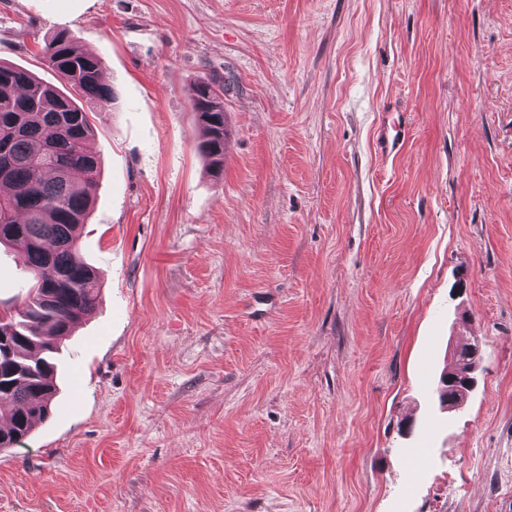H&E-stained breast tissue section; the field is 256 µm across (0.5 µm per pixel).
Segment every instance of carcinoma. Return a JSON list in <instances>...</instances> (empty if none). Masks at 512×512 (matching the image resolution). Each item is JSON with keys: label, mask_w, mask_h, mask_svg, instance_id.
Returning a JSON list of instances; mask_svg holds the SVG:
<instances>
[{"label": "carcinoma", "mask_w": 512, "mask_h": 512, "mask_svg": "<svg viewBox=\"0 0 512 512\" xmlns=\"http://www.w3.org/2000/svg\"><path fill=\"white\" fill-rule=\"evenodd\" d=\"M41 53L71 93L0 61V244L17 251L33 278L21 306L0 317V448H16L47 419L56 395L54 354L98 297L96 270L80 255L78 230L94 202L100 160L84 105L111 111L101 60L58 32ZM201 132L197 148L224 167V94L190 88Z\"/></svg>", "instance_id": "cac0c4a2"}]
</instances>
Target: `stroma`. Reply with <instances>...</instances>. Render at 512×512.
I'll return each mask as SVG.
<instances>
[{"label": "stroma", "mask_w": 512, "mask_h": 512, "mask_svg": "<svg viewBox=\"0 0 512 512\" xmlns=\"http://www.w3.org/2000/svg\"><path fill=\"white\" fill-rule=\"evenodd\" d=\"M59 31L114 93L99 294L0 512H512V0H0V60L56 86ZM200 79L230 86L220 171ZM31 285L0 246V306ZM207 81L195 83L190 88V100L201 132L197 148L210 165L224 167V88L221 94L209 91ZM202 111V112H198ZM450 366L443 377L439 390L443 394L442 409L459 410L476 385V372L481 360V345L478 339L467 346H449Z\"/></svg>", "instance_id": "obj_1"}]
</instances>
